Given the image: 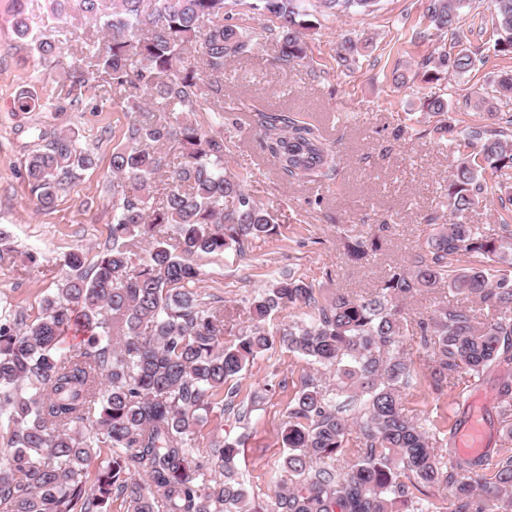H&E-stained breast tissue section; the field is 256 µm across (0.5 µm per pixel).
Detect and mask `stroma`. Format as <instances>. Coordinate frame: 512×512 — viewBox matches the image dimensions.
<instances>
[{
  "mask_svg": "<svg viewBox=\"0 0 512 512\" xmlns=\"http://www.w3.org/2000/svg\"><path fill=\"white\" fill-rule=\"evenodd\" d=\"M13 14V0H0V227L11 235L10 250L0 258V306L30 320L69 275L67 254L82 253L89 269L112 245L110 159L126 118L96 86L88 91L91 110L57 118L59 127L79 131L97 165L80 172L50 210H37L24 169L33 125L44 114H17L11 105L22 90L35 88L47 99L60 94L61 84L57 76L45 74L37 54L15 41ZM491 14L490 0H471L460 15L465 38L459 45L429 26L421 0H379L370 14L319 16L307 36L306 59L283 72L272 64L277 48L268 37L270 18L255 14L245 2L234 7L233 22L251 38L252 47L224 67L223 111L200 112L196 118L223 135L227 171L246 177L248 192L272 212L278 233L253 241L242 257L230 252L194 258L203 300L221 302L234 312L225 342L249 325L251 296L276 280L291 276L332 293L361 296L406 265L430 231L426 216L442 211L456 165L446 144L425 135L424 101L433 95L447 98L468 124L481 122L487 112L512 113V97L495 91L501 72L512 73V58L493 51ZM348 38L370 45L352 69L344 70L336 64V51ZM439 46L451 54L462 46L478 50L484 61L466 73L442 69L429 75L421 61ZM398 74L403 83L395 82ZM284 109L310 113L336 143L341 164L332 180L297 186L280 178L261 149L264 130L256 113ZM344 228L379 236L380 250L368 262L353 264L344 253ZM400 345L414 374L402 399L409 417L455 427L465 419L463 400L469 393L498 390L497 371L477 382L465 375L435 390L433 358L418 334L406 332ZM312 370L307 360L275 345L230 381L236 393L233 410L214 405L194 429L191 444L204 456L225 442L243 440L238 468L252 500L271 502L277 486L289 480L282 468L281 434L290 402Z\"/></svg>",
  "mask_w": 512,
  "mask_h": 512,
  "instance_id": "1",
  "label": "stroma"
}]
</instances>
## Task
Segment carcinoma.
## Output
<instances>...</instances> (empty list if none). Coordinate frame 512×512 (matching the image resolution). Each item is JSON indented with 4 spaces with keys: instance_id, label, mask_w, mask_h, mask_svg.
I'll use <instances>...</instances> for the list:
<instances>
[{
    "instance_id": "obj_1",
    "label": "carcinoma",
    "mask_w": 512,
    "mask_h": 512,
    "mask_svg": "<svg viewBox=\"0 0 512 512\" xmlns=\"http://www.w3.org/2000/svg\"><path fill=\"white\" fill-rule=\"evenodd\" d=\"M240 0H50L52 21L71 15L100 25L82 63L60 74L66 95L43 108L81 112L88 83L119 92L127 123L112 149V247L92 273L76 253V271L45 297L27 323L0 310V431L10 445L0 457V512H111L120 498L126 512H512V448L462 457L448 434L408 418L403 391L410 360L399 346L406 331L393 300L448 287L471 305L442 301L417 321L431 351L436 389L461 373L480 379L503 372L500 413L512 416V278L499 269L512 254V115L487 113L489 122L459 127L448 100H427L434 123L425 134L455 144L448 179V222L428 216L431 232L379 290L360 297L322 298L312 285L288 277L257 292L252 325L229 344L224 306L205 302L195 288L191 257L246 253L248 244L277 233L271 212L226 172L224 137L195 113L224 111V62L250 44L228 23ZM377 0H253L250 7L276 20L275 65L306 57L313 13L374 12ZM469 0H424L423 15L439 31L461 39L458 22ZM495 54L512 55V0H491ZM13 34L50 68L58 41L36 26L23 0H15ZM358 42L347 40L336 63L350 67ZM477 53L442 49L422 59L434 69L466 72ZM263 150L282 178L294 183L331 180L341 163L335 142L297 112H259ZM25 166L40 210L66 193L78 172L96 166L78 132L44 122ZM500 179L501 234L491 237L463 217L486 199L488 179ZM178 229L177 243L161 237ZM345 253L363 262L377 237L343 238ZM151 244L145 258L137 254ZM468 264H461L462 258ZM306 308V318L273 334L266 322L284 308ZM491 313L478 320L476 311ZM84 336L70 349L64 338ZM281 344L323 375L307 376L282 433L284 468L291 485L275 493L271 508L252 502L240 480L241 441L215 449L221 478L195 457L188 437L224 384ZM358 409L357 418L347 411ZM359 432L357 461L345 466L343 449ZM93 484L87 470L97 449ZM448 494L437 503L426 488Z\"/></svg>"
}]
</instances>
